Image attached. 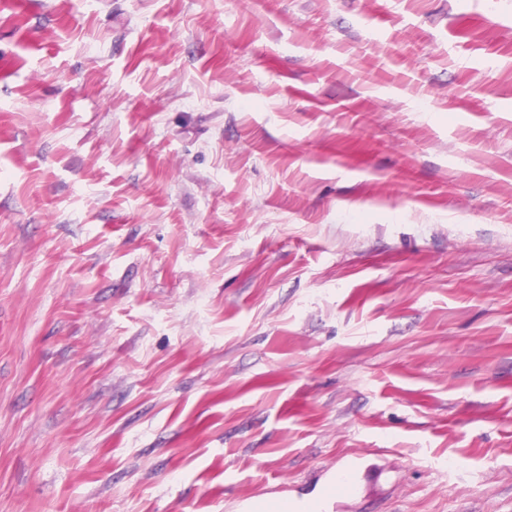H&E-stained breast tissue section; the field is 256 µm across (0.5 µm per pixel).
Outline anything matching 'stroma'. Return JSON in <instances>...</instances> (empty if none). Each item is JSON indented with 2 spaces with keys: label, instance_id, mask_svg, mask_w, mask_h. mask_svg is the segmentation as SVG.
Masks as SVG:
<instances>
[{
  "label": "stroma",
  "instance_id": "stroma-1",
  "mask_svg": "<svg viewBox=\"0 0 512 512\" xmlns=\"http://www.w3.org/2000/svg\"><path fill=\"white\" fill-rule=\"evenodd\" d=\"M512 512V0H0V512Z\"/></svg>",
  "mask_w": 512,
  "mask_h": 512
}]
</instances>
